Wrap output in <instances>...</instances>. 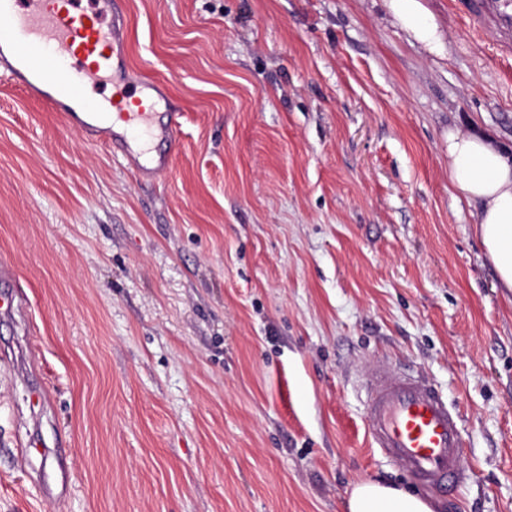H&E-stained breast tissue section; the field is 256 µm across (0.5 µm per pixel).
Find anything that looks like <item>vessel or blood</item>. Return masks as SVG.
<instances>
[{
	"mask_svg": "<svg viewBox=\"0 0 512 512\" xmlns=\"http://www.w3.org/2000/svg\"><path fill=\"white\" fill-rule=\"evenodd\" d=\"M471 24L492 20L512 43L507 0H468ZM123 0H0V70L26 96L48 104L63 125L90 143L124 154L138 177L152 182L169 171L172 155L157 139L176 142L182 115L157 122L160 83L147 76L118 99L89 97V87L129 69ZM20 306L18 287L0 264V316ZM364 425L372 447L394 461L421 493L457 501L463 469L461 415L440 389L410 368L383 361L363 380Z\"/></svg>",
	"mask_w": 512,
	"mask_h": 512,
	"instance_id": "vessel-or-blood-1",
	"label": "vessel or blood"
}]
</instances>
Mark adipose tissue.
I'll return each mask as SVG.
<instances>
[{"label": "adipose tissue", "instance_id": "1", "mask_svg": "<svg viewBox=\"0 0 512 512\" xmlns=\"http://www.w3.org/2000/svg\"><path fill=\"white\" fill-rule=\"evenodd\" d=\"M395 20L429 52L441 54L443 35L423 0H385ZM448 173L457 191L478 206L477 234L498 283L512 291V156L481 132L448 131ZM346 512H433L429 502L378 481L356 482Z\"/></svg>", "mask_w": 512, "mask_h": 512}]
</instances>
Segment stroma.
<instances>
[{
  "label": "stroma",
  "instance_id": "35a3bbf8",
  "mask_svg": "<svg viewBox=\"0 0 512 512\" xmlns=\"http://www.w3.org/2000/svg\"><path fill=\"white\" fill-rule=\"evenodd\" d=\"M127 0L184 117L146 183L0 76V512H344L391 359L462 415V512H512V292L448 131L512 148V52L424 0ZM37 444L24 467L18 449ZM395 20L429 52L441 54L444 49L443 35L431 17L423 0H383ZM0 284L2 290L0 291V316L12 313L20 306V297L18 294V287L12 281V277L5 270V267L0 264Z\"/></svg>",
  "mask_w": 512,
  "mask_h": 512
}]
</instances>
